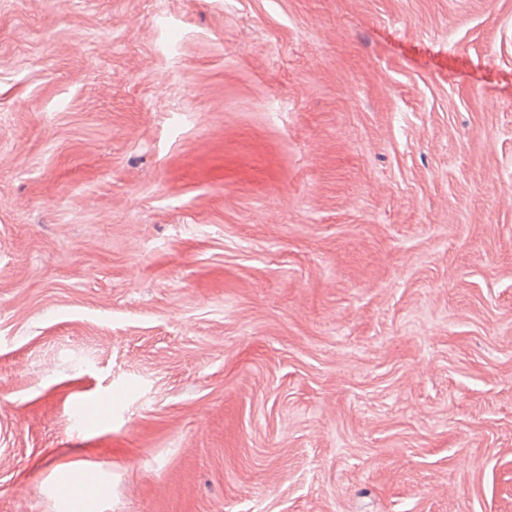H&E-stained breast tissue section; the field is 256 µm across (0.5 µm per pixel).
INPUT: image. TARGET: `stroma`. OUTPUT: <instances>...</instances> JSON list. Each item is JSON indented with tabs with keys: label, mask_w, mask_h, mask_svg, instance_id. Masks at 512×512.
<instances>
[{
	"label": "stroma",
	"mask_w": 512,
	"mask_h": 512,
	"mask_svg": "<svg viewBox=\"0 0 512 512\" xmlns=\"http://www.w3.org/2000/svg\"><path fill=\"white\" fill-rule=\"evenodd\" d=\"M77 459L512 512V0H0V512Z\"/></svg>",
	"instance_id": "35a3bbf8"
}]
</instances>
